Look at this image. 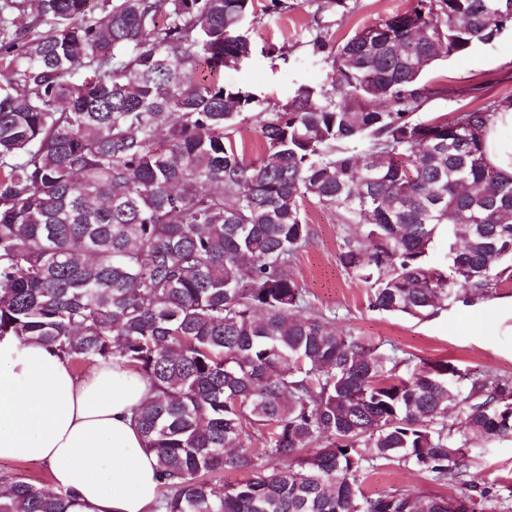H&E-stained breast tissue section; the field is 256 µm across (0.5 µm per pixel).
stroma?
<instances>
[{
    "label": "stroma",
    "instance_id": "1",
    "mask_svg": "<svg viewBox=\"0 0 512 512\" xmlns=\"http://www.w3.org/2000/svg\"><path fill=\"white\" fill-rule=\"evenodd\" d=\"M343 11L322 14L323 33L342 40L356 28L408 9L411 0H347ZM313 22L308 0H294L285 15H266L248 29L254 47L250 60L224 71L225 83L246 88L265 107L284 103L298 86L319 87L331 81V69L308 43ZM431 81L446 82L453 93L431 103L438 114L456 111L471 102L481 104L512 97V29L491 44L444 58L425 72ZM311 228L308 245L299 253L294 272L309 303L328 315L345 333L363 338L383 351L393 349L415 360H448L459 368L512 380V282L501 284L489 297L472 303L459 300L423 319L390 315L369 308L366 286L353 278L339 259L347 233L333 210L310 204L304 212ZM471 473L492 487L496 498L488 512H503L512 504V439L472 438ZM435 484L426 475L394 464L371 471L367 493L399 490L411 495L431 493Z\"/></svg>",
    "mask_w": 512,
    "mask_h": 512
}]
</instances>
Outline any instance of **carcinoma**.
Here are the masks:
<instances>
[{"instance_id": "1", "label": "carcinoma", "mask_w": 512, "mask_h": 512, "mask_svg": "<svg viewBox=\"0 0 512 512\" xmlns=\"http://www.w3.org/2000/svg\"><path fill=\"white\" fill-rule=\"evenodd\" d=\"M292 8L0 0V336L150 384L134 421L159 512H486L448 410L465 437L512 438V383L443 360L397 374L411 357L308 310L293 263L314 201L355 226L340 261L376 311L423 319L512 280V177L484 148L512 98L427 117L448 84L423 78L512 27V0H414L337 44L318 30L329 85L267 112L224 69L251 55L248 18ZM247 112L263 115L256 159L232 139ZM443 226L446 272L429 262ZM378 461L463 492L368 495ZM2 486L0 512L76 505L17 475Z\"/></svg>"}]
</instances>
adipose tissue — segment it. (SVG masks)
I'll return each instance as SVG.
<instances>
[{
  "mask_svg": "<svg viewBox=\"0 0 512 512\" xmlns=\"http://www.w3.org/2000/svg\"><path fill=\"white\" fill-rule=\"evenodd\" d=\"M512 107L485 135L488 160L512 176ZM151 395L131 367L98 361L86 374L37 344L0 338V461L47 464L54 488L73 491L75 512H154L156 457L133 415Z\"/></svg>",
  "mask_w": 512,
  "mask_h": 512,
  "instance_id": "obj_1",
  "label": "adipose tissue"
}]
</instances>
